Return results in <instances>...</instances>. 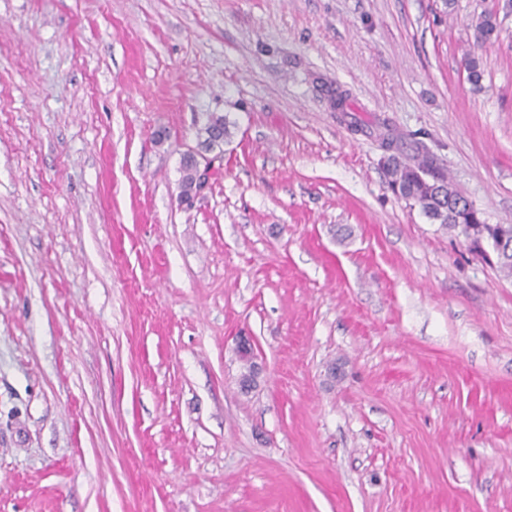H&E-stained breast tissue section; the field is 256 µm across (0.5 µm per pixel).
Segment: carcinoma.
Returning a JSON list of instances; mask_svg holds the SVG:
<instances>
[{"label": "carcinoma", "mask_w": 512, "mask_h": 512, "mask_svg": "<svg viewBox=\"0 0 512 512\" xmlns=\"http://www.w3.org/2000/svg\"><path fill=\"white\" fill-rule=\"evenodd\" d=\"M497 28L496 15H483L476 26V39L487 41ZM234 123L221 112H210L198 136L207 148H222L230 142ZM387 176L392 191L406 201L417 204L429 219L461 233L472 243L486 237H505L512 241V224H489L475 209L448 210V198L461 193L448 178V172L439 159L427 151H419L413 162L403 163L393 155L386 163ZM182 196L192 203V192L197 189V165L191 158L180 162Z\"/></svg>", "instance_id": "obj_1"}]
</instances>
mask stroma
<instances>
[{
    "instance_id": "35a3bbf8",
    "label": "stroma",
    "mask_w": 512,
    "mask_h": 512,
    "mask_svg": "<svg viewBox=\"0 0 512 512\" xmlns=\"http://www.w3.org/2000/svg\"><path fill=\"white\" fill-rule=\"evenodd\" d=\"M503 4L0 0V512H512V277L382 144L512 224ZM234 126V123L229 120L226 114L211 112L208 113L205 123L199 130L198 136L200 139H204L202 143L206 145L208 149L217 147L221 150L222 145L230 142ZM207 148L198 143L196 148L188 149L183 154L180 162L181 194L189 205H191L193 199L192 192L197 189V167L199 170V192L206 187L215 170L213 164L218 156L210 157L209 155L211 153H208L210 151H208ZM184 156H191L195 161L192 158ZM413 163H403L393 155L386 163L387 176L392 191L406 201H413L429 219L442 226L459 231L473 244L486 237L507 238L512 241V224H487L476 208L448 211V198L460 197L461 193L448 178V172L439 159L423 148H416ZM468 241L473 251L481 257L492 259L504 250V241L481 240L477 247ZM489 263L496 264L505 274L512 276V253L499 258L493 256ZM255 343L254 340L251 337L248 336H240L237 338L236 342V352L238 357H242L246 360H248L251 364H253V371L252 374L247 377H241L240 379V387H244L246 389H250L255 385V382L257 380V376L259 374V367L255 363L256 355H255ZM246 365V373L242 374L245 375L249 372V362L242 360Z\"/></svg>"
}]
</instances>
